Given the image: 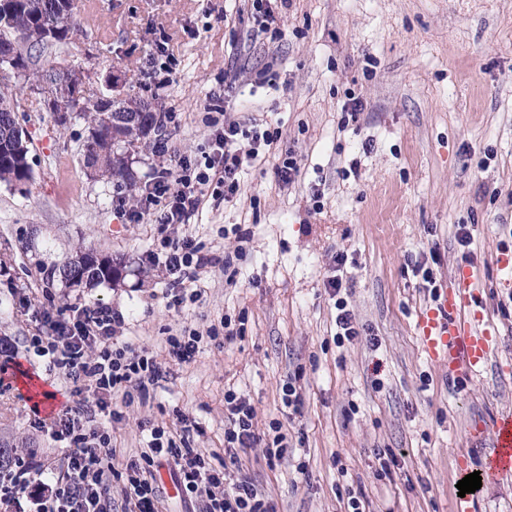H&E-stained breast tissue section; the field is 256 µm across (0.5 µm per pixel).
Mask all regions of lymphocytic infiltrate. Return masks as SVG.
<instances>
[{
	"mask_svg": "<svg viewBox=\"0 0 512 512\" xmlns=\"http://www.w3.org/2000/svg\"><path fill=\"white\" fill-rule=\"evenodd\" d=\"M209 151L203 160L179 159L175 168L153 172L145 185L149 203L158 205L157 223L190 224L209 199L232 202L241 191V173L279 140L277 129L257 118L241 120L218 105L208 108ZM233 257L210 255L195 238L164 239V269L172 286L192 282L189 297L198 300L200 273L223 266L227 283H234V257L243 256L249 234L237 238ZM43 333L29 346L47 356L48 368L62 378L75 397L74 406L57 412L48 423L54 440L65 448L60 464L34 453L0 464V512H162V489L156 470L168 466L186 507L200 512H279L272 498L259 492L245 472L243 451L260 449L268 466L281 461L288 435L280 422L269 433L256 427L250 399L235 390L224 393V461L212 464L201 449L192 447V424L179 435L150 426L146 448L115 469L117 456L109 426L121 420L120 409L146 401L162 378L161 366L147 349L131 343L113 346L126 326L121 312L94 303L70 312L43 313Z\"/></svg>",
	"mask_w": 512,
	"mask_h": 512,
	"instance_id": "obj_1",
	"label": "lymphocytic infiltrate"
}]
</instances>
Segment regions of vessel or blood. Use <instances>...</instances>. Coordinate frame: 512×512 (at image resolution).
Segmentation results:
<instances>
[{
	"instance_id": "b4317fda",
	"label": "vessel or blood",
	"mask_w": 512,
	"mask_h": 512,
	"mask_svg": "<svg viewBox=\"0 0 512 512\" xmlns=\"http://www.w3.org/2000/svg\"><path fill=\"white\" fill-rule=\"evenodd\" d=\"M482 289L471 267L457 269L453 286L437 289L434 305L417 317V330L429 357L450 375L471 376L482 371L497 350V330L482 314ZM490 431L491 445L483 476L498 480L512 475V411L502 412Z\"/></svg>"
}]
</instances>
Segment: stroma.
I'll return each mask as SVG.
<instances>
[{
  "instance_id": "stroma-1",
  "label": "stroma",
  "mask_w": 512,
  "mask_h": 512,
  "mask_svg": "<svg viewBox=\"0 0 512 512\" xmlns=\"http://www.w3.org/2000/svg\"><path fill=\"white\" fill-rule=\"evenodd\" d=\"M242 0H77L81 26L66 47L102 91L110 69L126 74L130 93H161L176 118L157 155L144 138L131 186L87 173L83 120L57 123L38 99L16 114L27 134V189L0 182V440L39 453L55 442L39 428L46 411L23 388L69 397L26 352L36 314L100 302L121 311L125 340L146 347L165 374L143 404L124 409L112 439L115 468L143 448L144 422L176 431L199 423L193 447L224 453V392L246 395L261 431L277 420L292 438L286 457L268 467L260 449L244 458L256 486L280 512H348L363 493L370 512H450L462 472L481 468L472 420L512 410V270L496 262L512 248V0H292L278 39L248 35ZM167 48L174 81L156 90L148 58ZM277 86L263 85L266 68ZM246 76L225 85L229 70ZM366 108L355 121L342 110L348 92ZM221 95L244 118L278 128L276 152L244 170L242 194L206 206L197 223L136 224L148 203L142 188L154 169L208 152L202 103ZM294 152L300 174L279 185L273 167ZM252 233L236 261L235 285L213 268L198 301L171 307L162 239L189 235L216 255L233 252V227ZM467 227L469 246L457 232ZM123 263L120 280L63 288L41 269L76 251ZM344 253L343 285L361 331L336 343V308L326 288ZM434 260L438 283L470 264L480 278L486 316L499 349L472 378H449L429 359L416 330L432 297L415 262ZM243 319L234 342L204 339L194 360L170 358L167 337L223 328ZM302 372L301 417L282 411V386ZM395 457L382 471L378 453Z\"/></svg>"
}]
</instances>
